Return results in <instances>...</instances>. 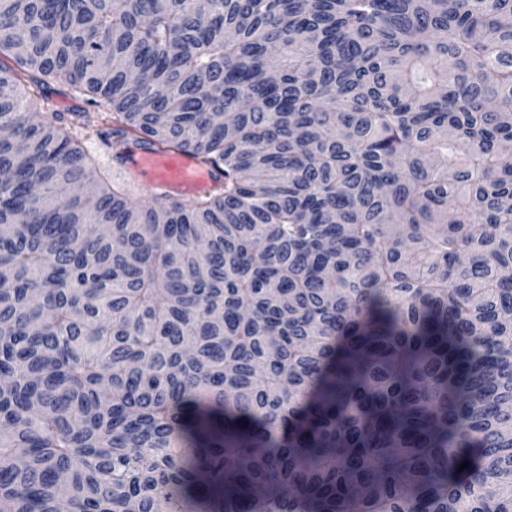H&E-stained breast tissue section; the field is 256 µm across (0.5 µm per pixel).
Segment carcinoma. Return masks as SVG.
I'll use <instances>...</instances> for the list:
<instances>
[{
    "instance_id": "obj_1",
    "label": "carcinoma",
    "mask_w": 512,
    "mask_h": 512,
    "mask_svg": "<svg viewBox=\"0 0 512 512\" xmlns=\"http://www.w3.org/2000/svg\"><path fill=\"white\" fill-rule=\"evenodd\" d=\"M1 127L0 512H512V0H0ZM71 104L74 105L71 107ZM82 105V102L72 97L65 88L52 85L46 97L39 100L35 111L61 112L65 117H69V112H75ZM84 147L96 158L109 175L124 177L128 171L138 174L137 186L142 190L162 189L172 198L186 199L203 189L217 184L211 175L199 167L195 158L181 153H156L133 149V157L125 165H117L112 171V161L106 147V133L98 135L96 128L90 132Z\"/></svg>"
}]
</instances>
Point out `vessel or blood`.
I'll list each match as a JSON object with an SVG mask.
<instances>
[{
	"label": "vessel or blood",
	"instance_id": "obj_1",
	"mask_svg": "<svg viewBox=\"0 0 512 512\" xmlns=\"http://www.w3.org/2000/svg\"><path fill=\"white\" fill-rule=\"evenodd\" d=\"M138 174L137 186L142 190L161 189L176 199H186L203 189L214 188L211 175L199 167L195 158L181 153H156L137 149L128 164L115 166V176L128 171Z\"/></svg>",
	"mask_w": 512,
	"mask_h": 512
}]
</instances>
